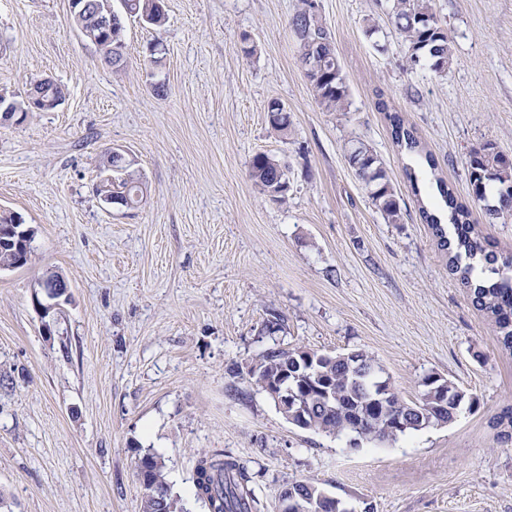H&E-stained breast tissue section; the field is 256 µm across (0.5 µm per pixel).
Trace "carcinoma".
I'll return each mask as SVG.
<instances>
[{"mask_svg":"<svg viewBox=\"0 0 512 512\" xmlns=\"http://www.w3.org/2000/svg\"><path fill=\"white\" fill-rule=\"evenodd\" d=\"M125 16L161 26L165 18L164 0H123ZM387 15L403 38L410 56L425 61L436 73L448 70L452 53L448 32L434 13L431 0H390ZM80 31L97 33L96 9L74 13ZM299 61L317 60V67L306 69L315 96L327 111L343 112L348 107V86L333 46L329 29L312 11L311 0H300L289 19ZM383 112L393 143L409 153L420 152L421 142L415 128L401 112L384 100L377 102ZM269 125L279 134H288L291 121L285 107L277 100L268 104ZM349 163L367 190L372 205L389 224H400L403 213L399 196L383 162L364 144L349 149ZM133 162L115 165L121 181L112 184V192L122 198L126 207L134 208L143 199L146 185L132 171ZM469 196L474 203H484L488 223L512 218V156L495 150L490 143L478 144L468 152ZM249 178L265 197L283 202L288 190L279 185L280 160L268 153L253 156ZM435 186L440 204L420 203L419 211L448 255V270L469 291L476 310L486 318L502 348L512 352V254L498 253L487 241L478 225L471 220L469 206L458 201L453 188L438 177ZM302 348H272L258 361L242 371L239 365L228 368L234 376L246 375L258 391L268 393L270 380L278 373L298 364L311 372L304 379L308 390L304 405L309 421L302 429L338 436L352 434L360 441L394 442L399 437L429 427L427 416H439L444 425L457 417L453 403L444 408L436 402L423 404L422 399L405 400L389 386L391 409L376 410L367 401L374 379L368 369L383 368L374 356L358 351L359 368L348 366L347 360L334 353L301 354ZM137 479L144 489L142 512H161L160 503L151 496V487L170 490L166 479L165 460L156 452L139 453L134 461ZM248 469L224 452L203 453L195 465L194 493L208 512H252L255 500L249 485ZM295 493L311 499V512H329L320 497L325 490L312 479L291 482Z\"/></svg>","mask_w":512,"mask_h":512,"instance_id":"cac0c4a2","label":"carcinoma"}]
</instances>
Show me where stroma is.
Listing matches in <instances>:
<instances>
[{"mask_svg": "<svg viewBox=\"0 0 512 512\" xmlns=\"http://www.w3.org/2000/svg\"><path fill=\"white\" fill-rule=\"evenodd\" d=\"M297 2L165 0L161 28L127 21L118 69L71 0H0V92L46 76L68 89L56 109L0 125V211L34 230L31 262L0 270V512H141L140 449L163 456L187 512H207L194 461L213 450L248 468L258 512L304 478L348 512H512V440L495 425L512 406V353L449 274L414 194L439 175L468 199L469 149L512 154V0H432L452 38L443 74L411 63L385 0H316L343 112L319 104L295 55ZM380 99L423 153L398 152ZM272 100L288 135L268 123ZM357 140L384 163L402 223L350 167ZM107 147L146 184L136 209L95 192ZM260 152L287 163L286 201L249 179ZM50 272L70 299L46 330L34 299ZM276 346L363 350L405 399L437 374L478 402L449 426L355 447L294 427L229 374Z\"/></svg>", "mask_w": 512, "mask_h": 512, "instance_id": "35a3bbf8", "label": "stroma"}]
</instances>
